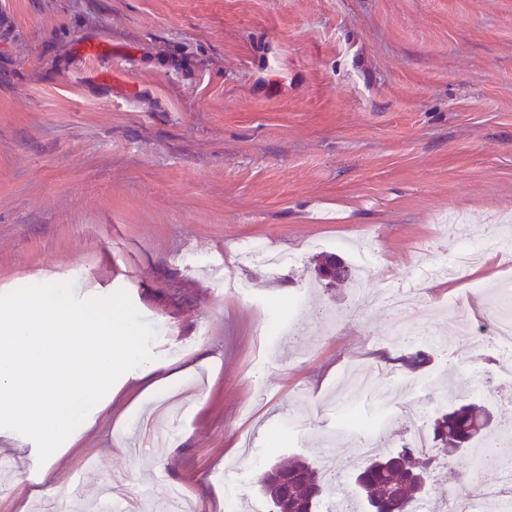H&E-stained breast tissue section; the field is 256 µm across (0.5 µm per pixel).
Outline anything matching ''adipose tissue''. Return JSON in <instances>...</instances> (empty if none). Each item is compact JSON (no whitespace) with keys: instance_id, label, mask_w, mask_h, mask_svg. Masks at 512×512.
<instances>
[{"instance_id":"obj_1","label":"adipose tissue","mask_w":512,"mask_h":512,"mask_svg":"<svg viewBox=\"0 0 512 512\" xmlns=\"http://www.w3.org/2000/svg\"><path fill=\"white\" fill-rule=\"evenodd\" d=\"M135 327L97 300L51 304L39 294L15 297L0 315V438L53 448L73 444L112 401V379L137 380L154 368L137 363ZM84 405L74 417L70 403Z\"/></svg>"}]
</instances>
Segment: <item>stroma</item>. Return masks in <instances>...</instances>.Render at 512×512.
<instances>
[{"instance_id": "obj_1", "label": "stroma", "mask_w": 512, "mask_h": 512, "mask_svg": "<svg viewBox=\"0 0 512 512\" xmlns=\"http://www.w3.org/2000/svg\"><path fill=\"white\" fill-rule=\"evenodd\" d=\"M451 211L477 240L512 231V0H0V314L37 281L96 294L155 378L188 369L165 448L140 430L162 395L115 376L49 490L30 501L39 479L17 470L0 512H100L103 485L123 512L173 486L185 512H269L257 480L282 459L336 455L332 487H354L356 431L437 451L432 423L458 404L512 422L488 320L512 272L491 253L422 276L461 247ZM259 241L282 266L239 260ZM331 253L370 297L357 321L355 288L316 279ZM413 284L433 314L395 344L385 294ZM355 367L392 373L388 404L348 385ZM491 451L477 469L438 456L432 490L496 483L512 435Z\"/></svg>"}]
</instances>
